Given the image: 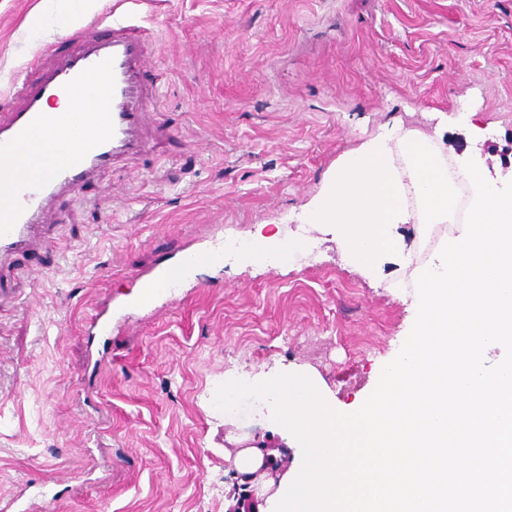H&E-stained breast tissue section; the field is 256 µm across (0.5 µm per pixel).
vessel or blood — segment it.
<instances>
[{
  "label": "vessel or blood",
  "instance_id": "b4317fda",
  "mask_svg": "<svg viewBox=\"0 0 512 512\" xmlns=\"http://www.w3.org/2000/svg\"><path fill=\"white\" fill-rule=\"evenodd\" d=\"M105 28L107 40H95L93 32ZM73 50L54 64L32 59L17 88L18 108L0 119V255L25 247L31 233L60 193L78 188L96 169L108 166L120 155L140 150L141 130L149 104L145 94V31L130 17L109 9L94 21L74 28L68 37ZM105 84L100 112L68 116L49 115L45 102L69 91L95 94ZM58 125L71 135L88 137L87 148L69 161L47 163L29 145L48 127ZM196 254L164 271L148 272L147 279L182 280L196 265Z\"/></svg>",
  "mask_w": 512,
  "mask_h": 512
}]
</instances>
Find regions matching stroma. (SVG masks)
Segmentation results:
<instances>
[{"label": "stroma", "mask_w": 512, "mask_h": 512, "mask_svg": "<svg viewBox=\"0 0 512 512\" xmlns=\"http://www.w3.org/2000/svg\"><path fill=\"white\" fill-rule=\"evenodd\" d=\"M148 31L145 149L58 196L30 249L0 257V508L228 512L239 437L276 441L272 411H219L217 388L308 371L337 408L372 393L409 334L438 247L370 278L303 223L328 173L385 129L443 138L448 161L512 181V0H102ZM48 0H0V109L64 35L25 27ZM301 237L247 262L260 236ZM221 241L174 293L143 271ZM112 303V334L89 321ZM264 246L263 248H273L277 252L280 253L278 258H275L273 254H260L257 252V249ZM305 246L304 241L300 239H290L288 241H277L275 238L263 239L257 241L256 245L252 250L246 253L245 259L248 261H265L267 259L275 258L279 261H285L292 254L302 250Z\"/></svg>", "instance_id": "stroma-1"}]
</instances>
